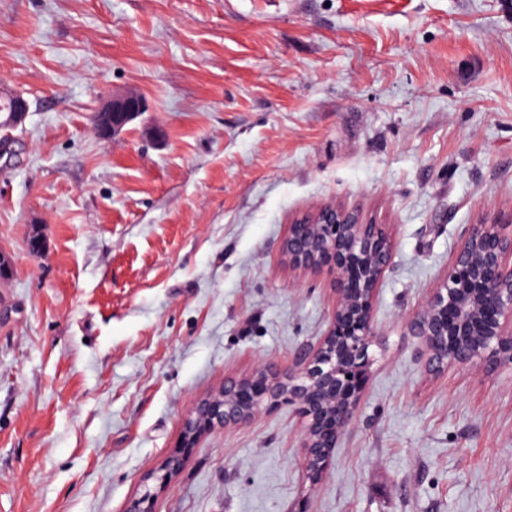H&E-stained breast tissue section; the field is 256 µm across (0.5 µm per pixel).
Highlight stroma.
Here are the masks:
<instances>
[{"label": "stroma", "instance_id": "1", "mask_svg": "<svg viewBox=\"0 0 512 512\" xmlns=\"http://www.w3.org/2000/svg\"><path fill=\"white\" fill-rule=\"evenodd\" d=\"M0 79L30 104L0 127V512H512V365L430 373L406 327L512 213V0H0ZM123 91L148 109L102 139ZM326 202L393 239L326 472L285 402L181 447L328 331L332 276L281 250Z\"/></svg>", "mask_w": 512, "mask_h": 512}]
</instances>
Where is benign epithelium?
<instances>
[{
    "mask_svg": "<svg viewBox=\"0 0 512 512\" xmlns=\"http://www.w3.org/2000/svg\"><path fill=\"white\" fill-rule=\"evenodd\" d=\"M5 98V124H21L27 101L9 93ZM143 111L144 100L127 92L95 113V127L108 139ZM283 254L296 269L334 276L336 310L328 332L302 368L278 373L266 366L254 378L229 382L197 402L183 423L182 446H193L215 427L248 423L261 399L275 403L286 396L306 419L301 461L315 481L355 417L372 363V303L391 260L392 239L386 225L364 221L358 210L325 204L288 225ZM407 326L431 373L459 365H512V213L470 226L448 274Z\"/></svg>",
    "mask_w": 512,
    "mask_h": 512,
    "instance_id": "obj_1",
    "label": "benign epithelium"
}]
</instances>
